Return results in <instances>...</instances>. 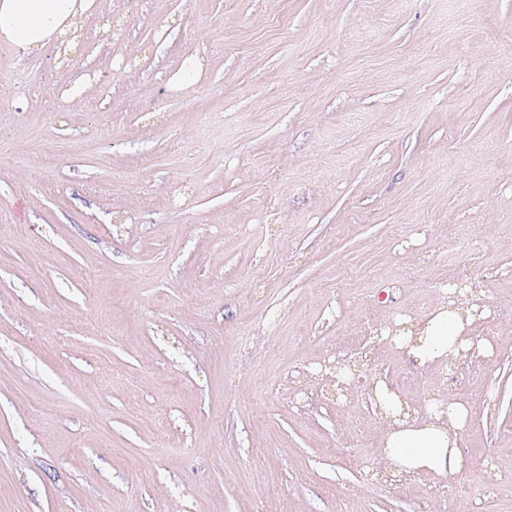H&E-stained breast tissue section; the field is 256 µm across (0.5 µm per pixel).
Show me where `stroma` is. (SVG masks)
Here are the masks:
<instances>
[{"instance_id": "obj_1", "label": "stroma", "mask_w": 512, "mask_h": 512, "mask_svg": "<svg viewBox=\"0 0 512 512\" xmlns=\"http://www.w3.org/2000/svg\"><path fill=\"white\" fill-rule=\"evenodd\" d=\"M465 264L494 351L443 498L374 474L394 345L340 395L324 363ZM509 351L512 0H95L0 42V512H512Z\"/></svg>"}]
</instances>
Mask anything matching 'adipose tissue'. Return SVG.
Instances as JSON below:
<instances>
[{
	"mask_svg": "<svg viewBox=\"0 0 512 512\" xmlns=\"http://www.w3.org/2000/svg\"><path fill=\"white\" fill-rule=\"evenodd\" d=\"M92 0H0V40L33 51L71 31ZM465 330L464 317L439 308L418 324L407 341L410 354L423 366L459 358L455 340ZM471 408L453 402L447 416H432L390 430L385 439L386 467L424 471L446 477L463 471L466 461L457 437L470 419Z\"/></svg>",
	"mask_w": 512,
	"mask_h": 512,
	"instance_id": "adipose-tissue-1",
	"label": "adipose tissue"
}]
</instances>
